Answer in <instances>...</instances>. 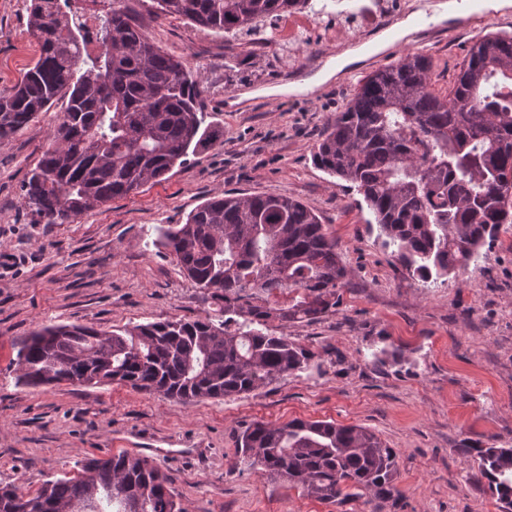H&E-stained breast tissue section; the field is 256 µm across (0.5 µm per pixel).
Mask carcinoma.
I'll return each mask as SVG.
<instances>
[{
    "label": "carcinoma",
    "mask_w": 512,
    "mask_h": 512,
    "mask_svg": "<svg viewBox=\"0 0 512 512\" xmlns=\"http://www.w3.org/2000/svg\"><path fill=\"white\" fill-rule=\"evenodd\" d=\"M155 9L246 43L266 22L314 9L312 0H152ZM40 54L12 92L0 95V140L25 129L60 99L67 105L23 199L46 224L71 223L158 181L189 152L219 139L203 126L200 75L162 52L112 0L100 19L101 49L59 0H30ZM432 62L407 54L371 74L336 113L314 163L354 186L384 244L409 275L437 281L478 261L512 223V36L482 38L450 94L431 83ZM155 244L207 293L218 315L168 318L112 331L50 325L31 333L15 360L16 380L40 386L119 382L189 402L255 392L308 368L314 354L273 320H315L336 311L346 267L319 217L272 194L213 196L183 224H162ZM250 467L309 496L396 500V452L357 425L292 419L256 422L238 439ZM502 508L512 509V448L464 449ZM76 473L46 481L30 497L0 487V512H181L169 478L144 457L85 459Z\"/></svg>",
    "instance_id": "1"
}]
</instances>
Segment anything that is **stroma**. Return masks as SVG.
<instances>
[{
    "mask_svg": "<svg viewBox=\"0 0 512 512\" xmlns=\"http://www.w3.org/2000/svg\"><path fill=\"white\" fill-rule=\"evenodd\" d=\"M386 3L391 25L374 36L373 49L357 45L359 60L314 91L279 95L276 87L299 82L303 64H284L276 44L226 39L152 14L150 0H128L151 41L200 73L205 123L224 136L163 180L74 223H36L22 195L64 101L0 140V486L33 494L72 474L78 460L131 454L149 438L151 459L183 512H501L464 449L512 448V223L483 247L475 267L422 282L384 247L362 195L319 169L312 152L395 41L430 57L433 86L443 93L476 39L512 34V6L419 42L398 0ZM38 56L26 0H0V92ZM227 191L297 199L337 243L348 269L340 305L287 328L314 352L309 370L251 394L191 402L117 382L16 383L17 350L40 325L115 330L213 312L153 239L157 225L185 223L196 206ZM381 347L397 348L401 360L375 363L371 353ZM292 419L374 432L397 453L400 500L322 502L241 461V430Z\"/></svg>",
    "mask_w": 512,
    "mask_h": 512,
    "instance_id": "35a3bbf8",
    "label": "stroma"
}]
</instances>
